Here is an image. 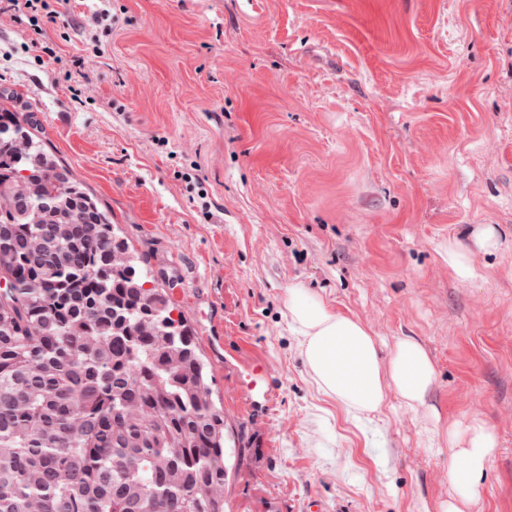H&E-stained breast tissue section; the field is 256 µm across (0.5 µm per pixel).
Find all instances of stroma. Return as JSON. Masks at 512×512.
<instances>
[{
	"label": "stroma",
	"mask_w": 512,
	"mask_h": 512,
	"mask_svg": "<svg viewBox=\"0 0 512 512\" xmlns=\"http://www.w3.org/2000/svg\"><path fill=\"white\" fill-rule=\"evenodd\" d=\"M96 7L0 0V103L190 327L238 442L225 512H512V0H111L101 44ZM295 284L382 360L418 341L424 404L354 420L320 392ZM474 422L497 447L468 501L448 431Z\"/></svg>",
	"instance_id": "35a3bbf8"
}]
</instances>
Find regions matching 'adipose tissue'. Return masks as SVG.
<instances>
[{"label":"adipose tissue","mask_w":512,"mask_h":512,"mask_svg":"<svg viewBox=\"0 0 512 512\" xmlns=\"http://www.w3.org/2000/svg\"><path fill=\"white\" fill-rule=\"evenodd\" d=\"M288 314L313 381L354 417L381 411L392 395L409 407L425 400L436 371L415 340H400L390 361H382L375 336L362 322L300 285L288 290ZM448 440L453 447L449 484L467 499L480 497L482 476L496 448L493 432L476 422L465 435L452 433Z\"/></svg>","instance_id":"obj_1"}]
</instances>
